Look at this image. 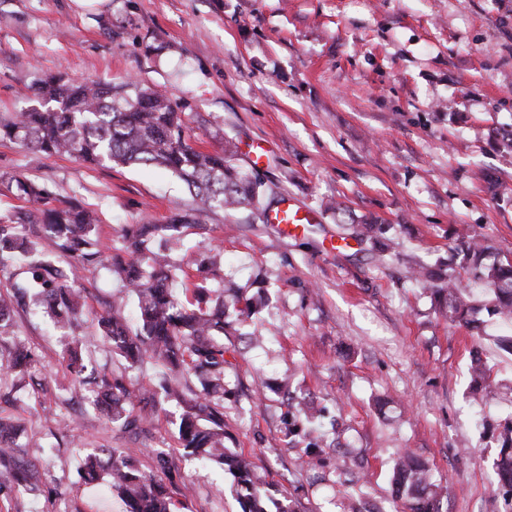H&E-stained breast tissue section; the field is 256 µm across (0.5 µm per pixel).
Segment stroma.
<instances>
[{"mask_svg":"<svg viewBox=\"0 0 512 512\" xmlns=\"http://www.w3.org/2000/svg\"><path fill=\"white\" fill-rule=\"evenodd\" d=\"M49 76L166 91L194 147L235 142V165L318 215L285 240L249 210L216 208L171 250L223 253L222 276L194 272L192 284L271 294L256 328L229 335L226 383L238 398L224 403V429L275 496L298 512H395L392 470L409 450L447 487L440 512H512L492 468L496 426L512 415V354L495 342L503 324L476 335L445 322L417 278L461 236L484 242L486 263L512 258V148L499 136L512 127V0H106L82 12L72 0H0V115L27 107ZM256 145L265 156L254 167ZM17 179L95 210L108 255L128 225L194 206L165 169L95 166L0 139V217L21 205ZM363 220L390 226L384 259L364 245L331 250ZM73 285L88 302V372L133 389L154 376L150 365L124 369L97 336L95 317L122 295L121 280L80 271ZM11 320L38 370L33 383H0V417L16 423L40 490L0 496V512H124L106 483L79 476L98 448L139 449L145 470L162 451L185 512H240L223 472L180 447L176 404L146 433H122L79 399L66 368L71 334L31 309L13 308ZM476 347L498 383L482 404L471 389ZM286 377L297 398L335 415L364 449L363 466L332 453L307 471L269 388Z\"/></svg>","mask_w":512,"mask_h":512,"instance_id":"35a3bbf8","label":"stroma"}]
</instances>
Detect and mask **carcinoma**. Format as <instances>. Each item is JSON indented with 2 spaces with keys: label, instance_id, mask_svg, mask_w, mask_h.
Returning a JSON list of instances; mask_svg holds the SVG:
<instances>
[{
  "label": "carcinoma",
  "instance_id": "carcinoma-1",
  "mask_svg": "<svg viewBox=\"0 0 512 512\" xmlns=\"http://www.w3.org/2000/svg\"><path fill=\"white\" fill-rule=\"evenodd\" d=\"M39 106L24 112L0 116V138L13 140L36 152L68 154L93 164L122 166H162L170 170L187 187L195 207L174 217L167 224H131L124 232V244L111 256V266L138 299L139 328L132 332L116 308L97 317L100 335L112 352L121 356L127 368L139 367L151 359L165 369L154 386L157 394L145 389L135 395L123 376L112 378L85 375L87 366L77 349H68L67 368L75 383L93 386V404L121 429L135 433L144 429L158 415L163 402L181 408L177 423L179 444L187 455L205 460L231 475L229 491L241 512H297L292 499H278L267 485L258 482L254 463L243 453L225 444L224 376L232 363L225 358L229 348L225 320L229 307L240 316L255 313L254 298L239 290L226 299L212 298L205 288L185 289V300H176L169 284L181 275L196 271L217 276L222 261L214 254L209 258L184 261L170 260L159 246L153 264L144 266L142 258L148 242L165 230H178L198 223L197 214L213 207L233 210L250 208L254 218L266 221L270 203L266 196L271 188L240 171L232 160L237 146L225 142L220 152H204L187 142L180 105L149 86H133L132 93H121L104 82H72L54 77L39 81L33 88ZM17 197L33 204L0 218V272L20 264L28 278L14 286V298H28L53 325L74 328L84 314L82 296L70 282L57 257L40 247L42 237L49 238L57 251L69 258L70 269L91 270L102 264L104 255L94 238L98 219L75 202L53 204L51 195L39 185L16 181ZM27 224L26 234L16 225ZM387 232L382 224H360L354 231L361 243L371 241L378 256L388 245L378 239ZM486 246L463 239L452 249L448 274L425 275L427 290L437 298L438 313L448 322L471 330L480 329L475 318L477 308L464 294L456 270L459 266L488 287L490 300L482 307L491 317H512V261L488 265L483 256ZM33 362L31 349L12 340L0 348V381L7 376L23 378ZM191 374L199 382L194 389L175 383L174 376ZM475 391L490 393L493 380L479 363L472 368ZM292 421L286 424L290 442H298V422L317 423L324 418V408L313 400L291 405ZM336 435V421L305 449L310 469L322 465L320 442ZM500 449L494 462L498 487L512 496V418L504 419L499 434ZM132 448H99L87 455L80 468L88 482L110 483L122 497L126 512H179L175 497L176 484L172 465L162 454L155 456L156 469L142 470L136 465ZM33 476L25 468L20 446L0 444V489L23 485L37 489ZM395 497L402 512H439L440 486L429 466L411 453L403 454L392 474Z\"/></svg>",
  "mask_w": 512,
  "mask_h": 512
}]
</instances>
